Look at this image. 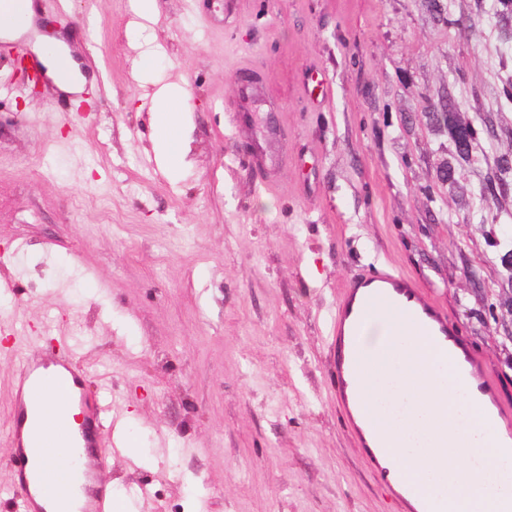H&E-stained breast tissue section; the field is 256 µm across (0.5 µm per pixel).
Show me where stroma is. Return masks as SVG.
<instances>
[{
    "label": "stroma",
    "mask_w": 512,
    "mask_h": 512,
    "mask_svg": "<svg viewBox=\"0 0 512 512\" xmlns=\"http://www.w3.org/2000/svg\"><path fill=\"white\" fill-rule=\"evenodd\" d=\"M473 2L157 0L136 47L132 0H37L35 28L66 37L91 83L68 107L0 55V329L16 333L0 351V512L11 381L64 344L126 423L133 455L99 452L133 512H400L345 427L329 340L345 281L386 265L440 303L512 420L495 249L512 192L480 198L512 157V42L495 0ZM143 46L186 91L177 181L155 159ZM450 93L472 122L496 117L461 196L428 119ZM512 190V157H500L495 162V169L488 173L481 189V198L486 205L494 204L498 196L506 195Z\"/></svg>",
    "instance_id": "1"
}]
</instances>
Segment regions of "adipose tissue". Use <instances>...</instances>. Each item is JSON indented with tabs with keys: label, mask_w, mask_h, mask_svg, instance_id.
Returning <instances> with one entry per match:
<instances>
[{
	"label": "adipose tissue",
	"mask_w": 512,
	"mask_h": 512,
	"mask_svg": "<svg viewBox=\"0 0 512 512\" xmlns=\"http://www.w3.org/2000/svg\"><path fill=\"white\" fill-rule=\"evenodd\" d=\"M34 50L46 69L47 75L61 90L80 92L84 78L66 42L56 38H36ZM186 99L180 86L162 88L153 106L154 148L170 171H177L184 160L186 127Z\"/></svg>",
	"instance_id": "ef3b65f1"
}]
</instances>
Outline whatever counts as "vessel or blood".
<instances>
[{
  "label": "vessel or blood",
  "mask_w": 512,
  "mask_h": 512,
  "mask_svg": "<svg viewBox=\"0 0 512 512\" xmlns=\"http://www.w3.org/2000/svg\"><path fill=\"white\" fill-rule=\"evenodd\" d=\"M395 321L448 360L461 375L467 399L489 418L500 415L491 396V379L455 334L446 311L408 277L382 267L348 280L330 326L336 376V404L357 441L377 486L400 501L405 512H454L449 498L437 496L411 478L398 460L393 423L376 410L377 387L390 372L387 347L368 352L361 331L372 317ZM89 371L69 348L46 358L29 357L16 375L9 436L14 448L10 491L20 512H113L112 490L101 478L92 448L108 442L113 452L124 446L115 437L118 422L105 394H90ZM63 448L85 449L79 463L90 485L83 501L65 482L55 459Z\"/></svg>",
  "instance_id": "b4317fda"
}]
</instances>
